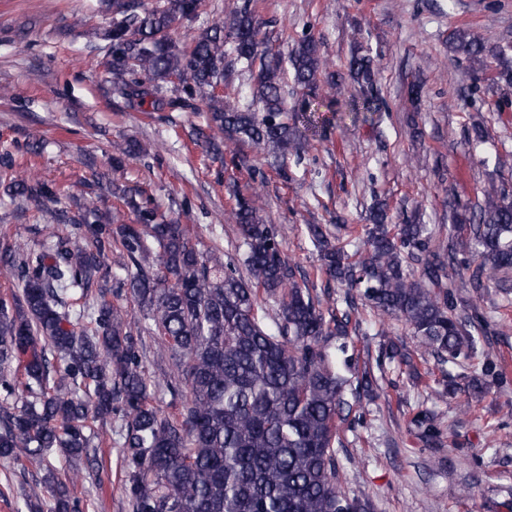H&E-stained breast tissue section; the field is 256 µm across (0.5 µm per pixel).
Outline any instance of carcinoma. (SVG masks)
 Instances as JSON below:
<instances>
[{
    "label": "carcinoma",
    "instance_id": "1",
    "mask_svg": "<svg viewBox=\"0 0 512 512\" xmlns=\"http://www.w3.org/2000/svg\"><path fill=\"white\" fill-rule=\"evenodd\" d=\"M201 0H111L112 86L131 107L185 108L208 100L205 125L191 135L212 159L250 180L265 173L216 139L265 149L283 166L309 149L298 124H313L326 70L317 40L307 35L284 57L250 6L234 9L179 45L173 25L198 15ZM449 49L476 70L500 55L477 32L457 29ZM292 71L288 90L286 71ZM248 75L249 101L224 102V81ZM349 73L362 85L351 111L379 112L374 60L356 48ZM179 80L174 95L163 89ZM146 151L137 141L112 144V163ZM114 194L132 214L104 210L92 197L70 216L50 204L56 187L35 175L0 180V195L32 201L56 222L34 247L0 251L18 292L0 298V457L45 472L49 503L25 501L27 512H80L74 480H62L46 460L98 454L90 423L121 416L118 445L132 512H372L367 500L339 486L342 433L354 403L376 377L365 365L351 371L347 338L364 306L377 317L397 316L412 328L420 356L439 363L476 360L468 380L479 396L499 379L487 324L459 289L480 293L491 279L512 288V196L487 192L450 212L454 232L435 248L431 224L389 223L385 205L367 224L343 225L333 237L307 225L323 291L301 287L281 249L282 228L260 215L257 196L233 193L231 214L243 259L212 258L197 248V225L166 218L145 187ZM345 288L346 309H335L331 283ZM130 299L145 324L120 304ZM275 303L269 317L262 301ZM86 323L78 329L76 324ZM148 332L176 372L167 389L181 409L167 415L154 403L158 383L143 361ZM387 359L420 379L413 354L395 344ZM25 382L2 374L12 363Z\"/></svg>",
    "mask_w": 512,
    "mask_h": 512
}]
</instances>
